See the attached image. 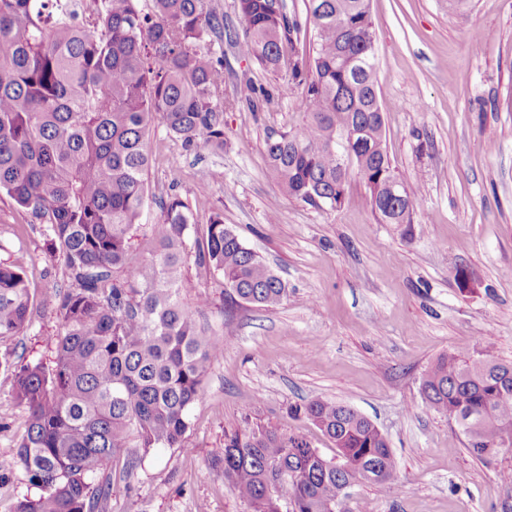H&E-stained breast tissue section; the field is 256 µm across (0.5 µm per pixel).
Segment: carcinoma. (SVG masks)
Masks as SVG:
<instances>
[{
    "instance_id": "cac0c4a2",
    "label": "carcinoma",
    "mask_w": 512,
    "mask_h": 512,
    "mask_svg": "<svg viewBox=\"0 0 512 512\" xmlns=\"http://www.w3.org/2000/svg\"><path fill=\"white\" fill-rule=\"evenodd\" d=\"M0 0V190L47 224L48 249L71 285L54 294L56 361L13 370L28 415L8 466L40 490L16 512H103L104 467L125 448L186 450L189 410L224 340L199 321L203 298H180L189 260L224 278L233 302L274 306L286 284L213 213L190 238L193 213L172 198L151 227L148 255L128 233L147 198L148 134L155 122L186 151L224 149V60L207 48L218 21L204 0ZM283 32L285 0H237L242 30L229 41L270 74L252 108L275 111L299 93L295 130L264 139L283 194L312 207L342 205L351 176L380 224H411L420 197L392 170L377 93L369 0H306ZM311 34L309 50L297 48ZM353 152L351 163L341 154ZM19 270L0 266V337L28 323ZM428 408L452 418L468 453L489 461L512 429V362L483 344L444 354L422 375ZM291 411L334 445L327 458L304 439L246 415L224 434L215 465L250 512H345L344 487H390L395 458L377 426L343 403L316 398Z\"/></svg>"
}]
</instances>
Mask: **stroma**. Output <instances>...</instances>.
Listing matches in <instances>:
<instances>
[{
    "mask_svg": "<svg viewBox=\"0 0 512 512\" xmlns=\"http://www.w3.org/2000/svg\"><path fill=\"white\" fill-rule=\"evenodd\" d=\"M377 92L395 174L422 199L413 223L380 224L358 178L340 208L285 196L265 159L267 129L302 123L300 95L273 112L247 108L255 88L275 89L238 52L226 30L242 28L236 0H205L223 29L208 47L224 61V148L184 151L162 125L148 138L150 196L129 233L141 254L165 203H187L196 224L219 212L288 287L275 307L235 305L219 274L187 264L180 297L207 296L204 321L224 339L190 411L187 451L156 448L133 471L125 455L108 464L105 512H248L211 460L224 433L251 414L305 439L334 446L291 406L315 398L348 404L387 437L396 462L390 489L354 485L349 512H512L501 471L512 449L471 457L458 425L429 410L426 367L443 354L490 338L512 362V0H370ZM0 264L23 273L32 317L0 338V459L27 428L13 396L12 367L54 365L59 320L52 305L67 282L47 250L45 223L0 192ZM475 287L460 291L457 269Z\"/></svg>",
    "mask_w": 512,
    "mask_h": 512,
    "instance_id": "35a3bbf8",
    "label": "stroma"
}]
</instances>
